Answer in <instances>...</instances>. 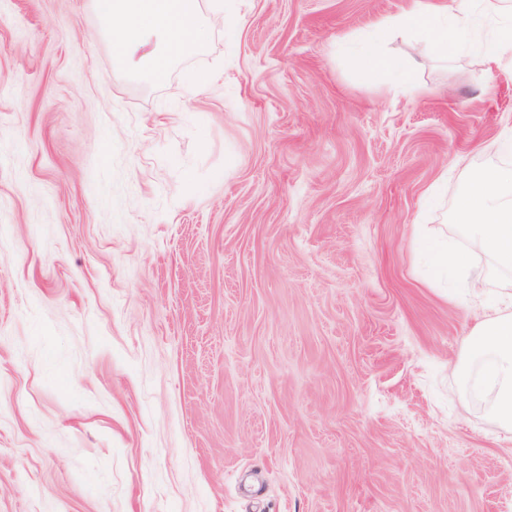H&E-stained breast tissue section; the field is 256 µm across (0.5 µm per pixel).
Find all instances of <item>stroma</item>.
<instances>
[{"label": "stroma", "mask_w": 512, "mask_h": 512, "mask_svg": "<svg viewBox=\"0 0 512 512\" xmlns=\"http://www.w3.org/2000/svg\"><path fill=\"white\" fill-rule=\"evenodd\" d=\"M201 7L147 82L93 0H0V512H512L414 243L512 164V68L408 23V97L355 66L408 0Z\"/></svg>", "instance_id": "obj_1"}]
</instances>
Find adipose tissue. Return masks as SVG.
I'll list each match as a JSON object with an SVG mask.
<instances>
[{"label":"adipose tissue","instance_id":"obj_1","mask_svg":"<svg viewBox=\"0 0 512 512\" xmlns=\"http://www.w3.org/2000/svg\"><path fill=\"white\" fill-rule=\"evenodd\" d=\"M112 53L129 73L162 80L173 61L199 50L208 27L199 0H94ZM410 19L444 56L479 50L489 62L512 59V0H412ZM355 63L361 76L375 81L394 74L399 86L415 95L407 70H393L374 41H366Z\"/></svg>","mask_w":512,"mask_h":512}]
</instances>
